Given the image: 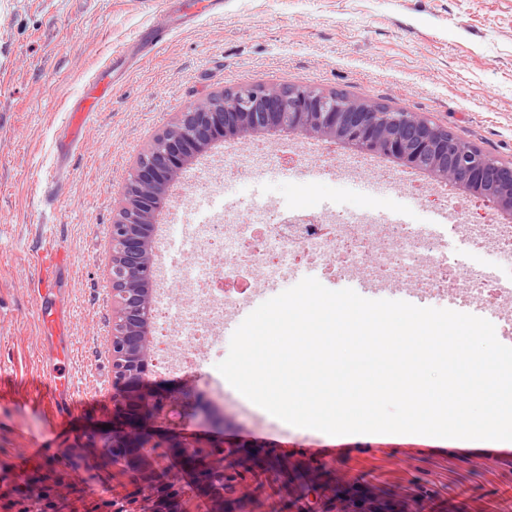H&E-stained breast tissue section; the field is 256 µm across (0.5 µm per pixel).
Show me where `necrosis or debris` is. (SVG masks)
Instances as JSON below:
<instances>
[{"instance_id": "1", "label": "necrosis or debris", "mask_w": 512, "mask_h": 512, "mask_svg": "<svg viewBox=\"0 0 512 512\" xmlns=\"http://www.w3.org/2000/svg\"><path fill=\"white\" fill-rule=\"evenodd\" d=\"M464 206L455 213L461 236L512 260L511 224L463 222ZM218 225L193 224L183 233L200 264L165 269L195 289L198 300L175 308L158 307L159 343L192 352L221 335L225 318L252 292V276L269 279L292 272L298 257L309 255L334 265L337 276L372 283L380 291L408 286L414 295L440 298L446 293L448 241L428 224H383L367 215L329 214L310 209L288 214L274 209L219 212Z\"/></svg>"}]
</instances>
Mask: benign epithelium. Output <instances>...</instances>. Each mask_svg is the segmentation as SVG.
Returning a JSON list of instances; mask_svg holds the SVG:
<instances>
[{
  "label": "benign epithelium",
  "instance_id": "obj_1",
  "mask_svg": "<svg viewBox=\"0 0 512 512\" xmlns=\"http://www.w3.org/2000/svg\"><path fill=\"white\" fill-rule=\"evenodd\" d=\"M370 100L343 98L307 86L245 85L192 106L179 122L158 137L141 156L126 186L118 217L111 225L112 260V387L116 391L112 428L97 437L95 448L129 473L136 498L112 500V512H187L195 494L208 512L242 503L246 462L224 463L236 454L232 446L213 443L190 453L157 437L148 423L189 408L224 433L222 420L199 392L159 393L148 389L144 376L151 357L149 333L156 281L154 221L166 199L169 177L186 157L189 145L209 141L217 129L224 137L250 144L289 129L326 142L343 141L360 153L385 154L407 167L427 160L426 172L437 183L451 182L469 197L512 211V164L458 141L447 129L415 112H403ZM193 471V480L182 476ZM15 512H58L62 493L24 479ZM298 512H397L372 501L336 508V490L315 487L312 497L297 496Z\"/></svg>",
  "mask_w": 512,
  "mask_h": 512
}]
</instances>
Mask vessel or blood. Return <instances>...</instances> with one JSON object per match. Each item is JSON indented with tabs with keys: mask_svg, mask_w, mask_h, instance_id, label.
<instances>
[{
	"mask_svg": "<svg viewBox=\"0 0 512 512\" xmlns=\"http://www.w3.org/2000/svg\"><path fill=\"white\" fill-rule=\"evenodd\" d=\"M112 96V79L109 72L92 77L82 94L70 107L69 137L65 150H72L76 138L84 127ZM68 268V251L65 244L54 237L47 238L34 256V273L29 282L36 300L39 324L45 335L51 336L52 345L46 356L48 376L53 383L50 392L43 396L41 405L50 432L59 431L69 419L76 405L74 388L66 373L69 348L61 342L68 327L67 311L61 300L62 283Z\"/></svg>",
	"mask_w": 512,
	"mask_h": 512,
	"instance_id": "obj_1",
	"label": "vessel or blood"
}]
</instances>
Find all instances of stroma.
<instances>
[{
	"label": "stroma",
	"mask_w": 512,
	"mask_h": 512,
	"mask_svg": "<svg viewBox=\"0 0 512 512\" xmlns=\"http://www.w3.org/2000/svg\"><path fill=\"white\" fill-rule=\"evenodd\" d=\"M161 0H0V368L35 374L48 342L29 290L32 255L43 236L62 237L71 271L67 370L85 398L62 438H50L34 408L0 395V501L40 472L63 486L59 512H103L134 491L128 473L86 445L112 418V247L115 220L130 172L155 139L198 100L238 85H310L422 114L456 138L512 162V0H224V13L177 28L152 56L118 70L112 99L68 155L58 147L69 108L114 51L164 24ZM306 137L268 143L289 152V167L260 164L255 177L224 187V202L321 203L332 211L389 216L399 224H433L443 189L420 174L422 198L380 178L344 174L352 150L327 145L301 160ZM224 146L189 164L172 214L212 220L198 209L224 175ZM69 176L63 194L46 202L41 179L57 165ZM460 257L451 295L474 271L512 267L488 249ZM211 364L149 371L154 386L194 388L229 421L230 442L262 462L243 490L250 512H289L286 481L334 486L396 512H512V441L442 439L416 434L328 435L261 419V409L232 386L216 390ZM287 461L289 474L272 471Z\"/></svg>",
	"instance_id": "obj_1"
}]
</instances>
